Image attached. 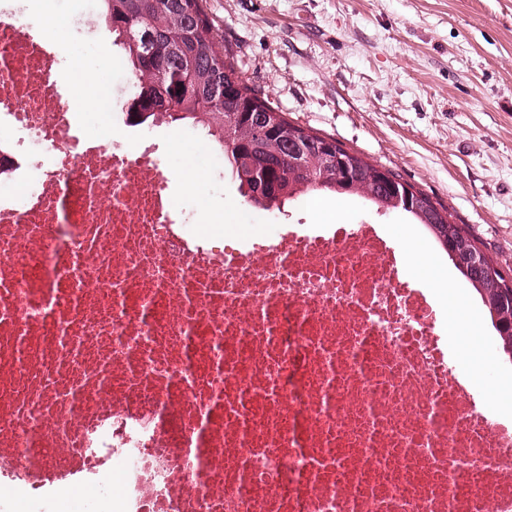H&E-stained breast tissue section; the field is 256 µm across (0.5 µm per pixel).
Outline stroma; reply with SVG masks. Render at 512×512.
I'll return each instance as SVG.
<instances>
[{"instance_id": "35a3bbf8", "label": "stroma", "mask_w": 512, "mask_h": 512, "mask_svg": "<svg viewBox=\"0 0 512 512\" xmlns=\"http://www.w3.org/2000/svg\"><path fill=\"white\" fill-rule=\"evenodd\" d=\"M238 71L289 120L390 169L447 207L486 254L512 270V0H203ZM45 31L71 68L112 94V109L75 118L86 139L112 136L127 148L155 142L173 200L189 213L187 233L246 243L275 239L288 218L313 227L374 224L400 259L404 281L431 299L440 328L449 295L469 320L479 375L445 343L448 362L485 409L512 385L504 353L474 292L427 231L401 210L376 211L352 195L308 194L281 209L244 201L222 149L188 121L127 126L129 77L118 47L96 24V0H0ZM198 173L194 187L185 165ZM431 258L441 284L411 274ZM65 489L35 495L0 488V512H59Z\"/></svg>"}]
</instances>
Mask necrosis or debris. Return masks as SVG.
I'll return each instance as SVG.
<instances>
[{"mask_svg":"<svg viewBox=\"0 0 512 512\" xmlns=\"http://www.w3.org/2000/svg\"><path fill=\"white\" fill-rule=\"evenodd\" d=\"M61 69L0 13V485L119 458L120 512H512V421L374 225L187 235L154 145L81 141Z\"/></svg>","mask_w":512,"mask_h":512,"instance_id":"4bbe7bcc","label":"necrosis or debris"}]
</instances>
